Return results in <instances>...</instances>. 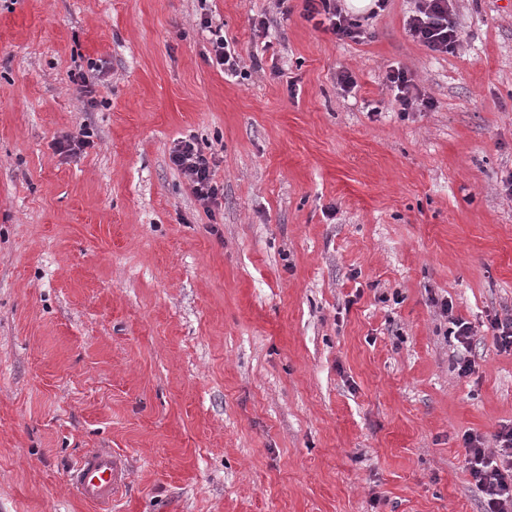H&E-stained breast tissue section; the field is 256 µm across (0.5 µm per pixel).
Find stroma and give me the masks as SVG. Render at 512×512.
<instances>
[{
	"label": "stroma",
	"mask_w": 512,
	"mask_h": 512,
	"mask_svg": "<svg viewBox=\"0 0 512 512\" xmlns=\"http://www.w3.org/2000/svg\"><path fill=\"white\" fill-rule=\"evenodd\" d=\"M303 5L209 0L242 79L199 0H0V512H99L90 448L127 459L110 512H481L462 436L512 421L485 328L512 310V0H455L448 55L413 0L358 43ZM397 66L432 109L399 112ZM189 137L209 212L169 160ZM434 296L477 331L469 377ZM454 0H416L415 11L406 20L412 38L434 53H453L460 31L452 18ZM203 31H206L210 38L212 53L214 54L217 66L222 67L224 74L226 71L231 75H241L242 70L239 69L242 58L234 46L224 36V24H216L213 22V16L209 12L200 14L199 22ZM91 137L92 133L87 127L81 128L76 135H66L63 140L59 141L58 149L61 153L76 157L91 146L93 143ZM171 164L186 178L192 195L206 207L218 205L220 187L214 181L215 159L206 154L199 142L190 137L181 139L170 154Z\"/></svg>",
	"instance_id": "obj_1"
}]
</instances>
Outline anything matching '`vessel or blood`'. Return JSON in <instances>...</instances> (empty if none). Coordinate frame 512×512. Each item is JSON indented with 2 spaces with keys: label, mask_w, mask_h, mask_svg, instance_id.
Listing matches in <instances>:
<instances>
[{
  "label": "vessel or blood",
  "mask_w": 512,
  "mask_h": 512,
  "mask_svg": "<svg viewBox=\"0 0 512 512\" xmlns=\"http://www.w3.org/2000/svg\"><path fill=\"white\" fill-rule=\"evenodd\" d=\"M127 479L121 457L107 448H94L82 457L73 475V483L84 501L100 506L110 505Z\"/></svg>",
  "instance_id": "obj_1"
}]
</instances>
